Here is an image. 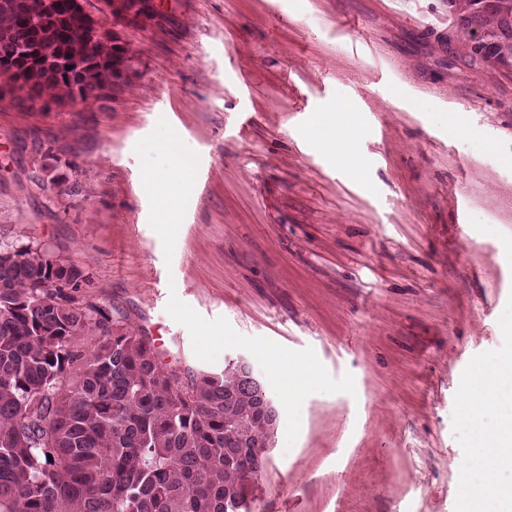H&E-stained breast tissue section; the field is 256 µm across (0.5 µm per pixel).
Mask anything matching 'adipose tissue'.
I'll return each instance as SVG.
<instances>
[{"label":"adipose tissue","instance_id":"ef3b65f1","mask_svg":"<svg viewBox=\"0 0 512 512\" xmlns=\"http://www.w3.org/2000/svg\"><path fill=\"white\" fill-rule=\"evenodd\" d=\"M498 367L484 369L465 400L462 424L476 428L479 446L474 460L480 480L470 512H512V480H504L501 470L512 457V419H506L501 402Z\"/></svg>","mask_w":512,"mask_h":512}]
</instances>
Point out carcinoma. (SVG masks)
Returning <instances> with one entry per match:
<instances>
[{
    "label": "carcinoma",
    "instance_id": "cac0c4a2",
    "mask_svg": "<svg viewBox=\"0 0 512 512\" xmlns=\"http://www.w3.org/2000/svg\"><path fill=\"white\" fill-rule=\"evenodd\" d=\"M0 0V76L19 109L79 100L130 69L126 50L83 35L72 0ZM470 51L512 24V0H448ZM72 69H66V66ZM84 271L22 245L0 264V512H251L277 427L241 378L163 367L154 342L78 288ZM95 336L88 347L76 338Z\"/></svg>",
    "mask_w": 512,
    "mask_h": 512
}]
</instances>
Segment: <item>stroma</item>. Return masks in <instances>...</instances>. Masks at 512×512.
<instances>
[{"instance_id":"stroma-1","label":"stroma","mask_w":512,"mask_h":512,"mask_svg":"<svg viewBox=\"0 0 512 512\" xmlns=\"http://www.w3.org/2000/svg\"><path fill=\"white\" fill-rule=\"evenodd\" d=\"M95 18L133 71L94 103L0 101V242L83 269L167 369L253 365L280 409L254 512H465L464 394L512 359V72L446 0ZM327 113L359 169L314 139ZM316 139L340 137L344 141V151L339 160L344 166L358 167L360 159L351 152V145L358 137V129L355 125L337 126L331 118L320 122L313 132Z\"/></svg>"}]
</instances>
